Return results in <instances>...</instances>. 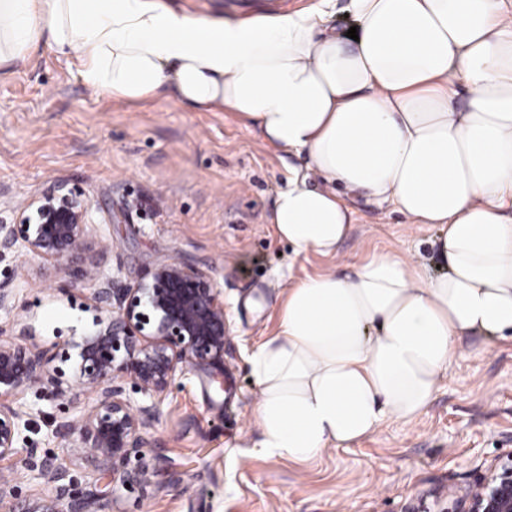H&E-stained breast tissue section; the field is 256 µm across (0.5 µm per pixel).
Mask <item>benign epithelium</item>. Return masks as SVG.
Returning a JSON list of instances; mask_svg holds the SVG:
<instances>
[{"instance_id": "benign-epithelium-1", "label": "benign epithelium", "mask_w": 512, "mask_h": 512, "mask_svg": "<svg viewBox=\"0 0 512 512\" xmlns=\"http://www.w3.org/2000/svg\"><path fill=\"white\" fill-rule=\"evenodd\" d=\"M97 232L84 193L58 183L0 219V256L31 254L55 263H83L90 282L93 329L72 342L77 350L73 382L62 365L71 359L36 341L35 328L21 319L0 324V460L18 457L37 472L54 494L36 506L16 502L10 480L0 478V512H88L98 494L78 488L56 456L17 447L27 412L22 394L38 386L52 397L71 395L79 415L64 425L78 435L69 455L95 459L100 479L127 486L141 481L146 466L131 470V459L145 447L147 429L159 419V406L176 375L224 362L228 336L224 291L198 266L179 260L162 263L137 283L125 284L105 264L106 252L86 258ZM14 280L0 282V312L14 308ZM134 381L141 403L134 405L123 382ZM444 512H512V454L492 461L471 483L448 490Z\"/></svg>"}]
</instances>
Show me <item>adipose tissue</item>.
<instances>
[{
    "label": "adipose tissue",
    "mask_w": 512,
    "mask_h": 512,
    "mask_svg": "<svg viewBox=\"0 0 512 512\" xmlns=\"http://www.w3.org/2000/svg\"><path fill=\"white\" fill-rule=\"evenodd\" d=\"M327 0L288 14L201 19L166 0H0V66L40 42L116 100L172 93L251 121L306 156L271 214L294 256L337 255L346 193L432 224L426 262L372 255L292 284L251 358L271 457L308 461L430 404L465 336L512 339V0Z\"/></svg>",
    "instance_id": "obj_1"
}]
</instances>
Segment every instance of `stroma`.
<instances>
[{
    "instance_id": "obj_1",
    "label": "stroma",
    "mask_w": 512,
    "mask_h": 512,
    "mask_svg": "<svg viewBox=\"0 0 512 512\" xmlns=\"http://www.w3.org/2000/svg\"><path fill=\"white\" fill-rule=\"evenodd\" d=\"M199 18L246 19L304 10L317 0H167ZM305 157L268 145L252 123L221 109L199 112L172 96L127 102L84 85L77 62L40 44L0 67V217L59 181L85 191L97 233L122 282L157 264L189 260L224 290L230 328L224 361L176 376L142 450L147 481L115 486L98 512H410L417 498L463 485L512 452V340L470 336L426 411L386 421L347 448L308 462L269 457L253 421L258 386L250 357L273 336L288 287L372 254L430 256L436 233L391 207L354 197V229L338 256L294 258L268 217ZM23 274L15 312L38 342L79 337L92 320L85 279L31 255L0 259V280ZM20 447L62 456L76 435L69 402L33 387Z\"/></svg>"
}]
</instances>
